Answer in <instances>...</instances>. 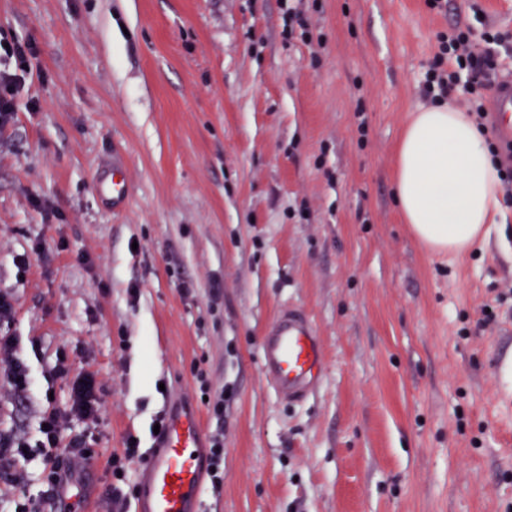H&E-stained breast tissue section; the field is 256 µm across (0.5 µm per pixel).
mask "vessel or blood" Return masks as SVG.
Wrapping results in <instances>:
<instances>
[{"mask_svg": "<svg viewBox=\"0 0 512 512\" xmlns=\"http://www.w3.org/2000/svg\"><path fill=\"white\" fill-rule=\"evenodd\" d=\"M492 127L501 141L512 145V77L495 87ZM95 191L101 200L119 207L129 194L124 165L99 177ZM324 355L310 317L286 306L274 315L261 342L260 369L279 399L304 402L323 377ZM202 427L190 409L169 416L155 438V450L141 468L142 490L137 512H195L202 482Z\"/></svg>", "mask_w": 512, "mask_h": 512, "instance_id": "b4317fda", "label": "vessel or blood"}]
</instances>
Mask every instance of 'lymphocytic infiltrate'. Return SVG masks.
I'll return each instance as SVG.
<instances>
[{"label": "lymphocytic infiltrate", "mask_w": 512, "mask_h": 512, "mask_svg": "<svg viewBox=\"0 0 512 512\" xmlns=\"http://www.w3.org/2000/svg\"><path fill=\"white\" fill-rule=\"evenodd\" d=\"M508 34L491 25L474 29L469 20H457L448 33H438L437 50L428 62L424 98L436 104L448 101L456 89L475 93L495 69L499 49ZM34 52L32 44L0 42V124L6 123L14 110V94L25 80L27 61ZM51 378L69 383L70 400L66 407L48 402L41 413L42 429L36 442L13 432H0V474L11 475L17 457L42 458L46 488L37 500L18 501L15 512H66L65 486L75 476L77 465L89 462L90 437L73 432L71 423H99L102 401L95 379L89 375L71 377L66 355H59L50 372Z\"/></svg>", "instance_id": "lymphocytic-infiltrate-1"}]
</instances>
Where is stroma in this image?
Instances as JSON below:
<instances>
[{
  "instance_id": "1",
  "label": "stroma",
  "mask_w": 512,
  "mask_h": 512,
  "mask_svg": "<svg viewBox=\"0 0 512 512\" xmlns=\"http://www.w3.org/2000/svg\"><path fill=\"white\" fill-rule=\"evenodd\" d=\"M309 33L288 34L289 12ZM448 0H0L33 44L0 126V291L32 391L0 372V430L38 437L60 353L95 376L97 457L74 512H109L106 462L157 414L224 429L197 512H512V205L466 256L403 224L393 158ZM128 167L124 209L102 166ZM27 255L26 270L17 259ZM304 308L321 385L280 401L263 330ZM224 394L216 424L209 397ZM0 480V512L45 489ZM95 191L101 200L112 204V210L124 206L129 194V180L122 163L112 158V172L99 177ZM207 462L213 484L217 487L223 480L224 474V432L211 436Z\"/></svg>"
}]
</instances>
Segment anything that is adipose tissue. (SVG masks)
Returning <instances> with one entry per match:
<instances>
[{
    "mask_svg": "<svg viewBox=\"0 0 512 512\" xmlns=\"http://www.w3.org/2000/svg\"><path fill=\"white\" fill-rule=\"evenodd\" d=\"M398 209L429 251L462 255L500 217V181L468 112L450 105L410 112L395 150Z\"/></svg>",
    "mask_w": 512,
    "mask_h": 512,
    "instance_id": "ef3b65f1",
    "label": "adipose tissue"
}]
</instances>
